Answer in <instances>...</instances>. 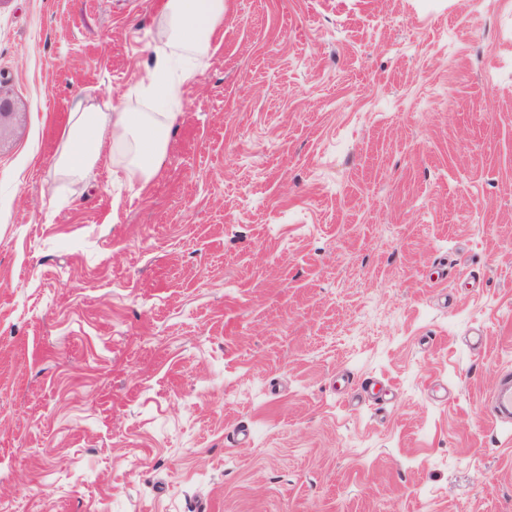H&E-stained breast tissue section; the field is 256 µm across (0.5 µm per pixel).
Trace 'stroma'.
I'll return each mask as SVG.
<instances>
[{
    "label": "stroma",
    "instance_id": "stroma-1",
    "mask_svg": "<svg viewBox=\"0 0 512 512\" xmlns=\"http://www.w3.org/2000/svg\"><path fill=\"white\" fill-rule=\"evenodd\" d=\"M164 2L0 0V512H512V0H224L147 187L62 177ZM488 409L497 422H510L512 418V372H501L494 389V394L488 401Z\"/></svg>",
    "mask_w": 512,
    "mask_h": 512
}]
</instances>
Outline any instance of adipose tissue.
Returning <instances> with one entry per match:
<instances>
[{"mask_svg": "<svg viewBox=\"0 0 512 512\" xmlns=\"http://www.w3.org/2000/svg\"><path fill=\"white\" fill-rule=\"evenodd\" d=\"M224 29V0H166L157 21L153 63L134 91L144 110L110 108L76 100L57 160L68 179L85 177L104 156L119 157L128 182L147 186L182 116L185 86L194 83Z\"/></svg>", "mask_w": 512, "mask_h": 512, "instance_id": "1", "label": "adipose tissue"}]
</instances>
